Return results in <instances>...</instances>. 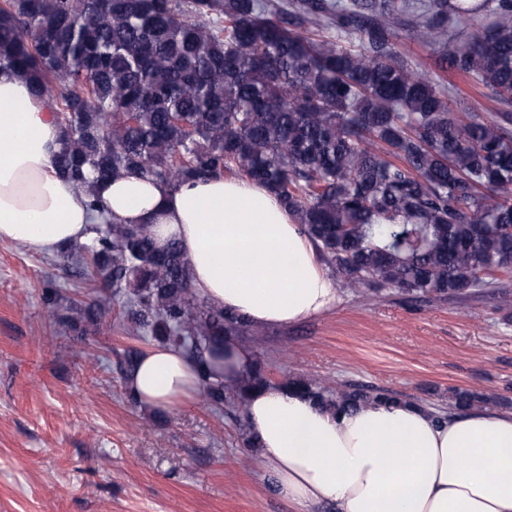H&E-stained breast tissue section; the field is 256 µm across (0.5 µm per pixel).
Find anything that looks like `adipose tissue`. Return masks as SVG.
<instances>
[{"label":"adipose tissue","instance_id":"adipose-tissue-1","mask_svg":"<svg viewBox=\"0 0 512 512\" xmlns=\"http://www.w3.org/2000/svg\"><path fill=\"white\" fill-rule=\"evenodd\" d=\"M63 146L48 101L0 65V241L53 253L86 240L85 198L59 177ZM110 217L177 240L196 291L256 325H287L333 308L339 290L312 240L262 184L240 178L176 186L135 177L98 184ZM195 363L144 349L128 387L142 405L191 402ZM245 416L254 462L296 512H512V412L486 406L436 419L414 403L332 412L278 383L250 389Z\"/></svg>","mask_w":512,"mask_h":512}]
</instances>
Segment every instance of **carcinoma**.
<instances>
[{"label": "carcinoma", "mask_w": 512, "mask_h": 512, "mask_svg": "<svg viewBox=\"0 0 512 512\" xmlns=\"http://www.w3.org/2000/svg\"><path fill=\"white\" fill-rule=\"evenodd\" d=\"M407 42L499 111H466ZM4 61L50 103L54 167L93 212L96 184L115 176L260 181L342 288L429 301L488 289L512 313V0H0ZM67 253L124 325L197 363L211 406L240 410L266 383L258 366L226 383L205 360L249 321L196 293L176 240L161 248L148 224L103 220ZM42 298L64 332L102 314L50 283ZM284 386L329 411L407 401L315 378ZM490 400L452 389L448 411Z\"/></svg>", "instance_id": "1"}]
</instances>
